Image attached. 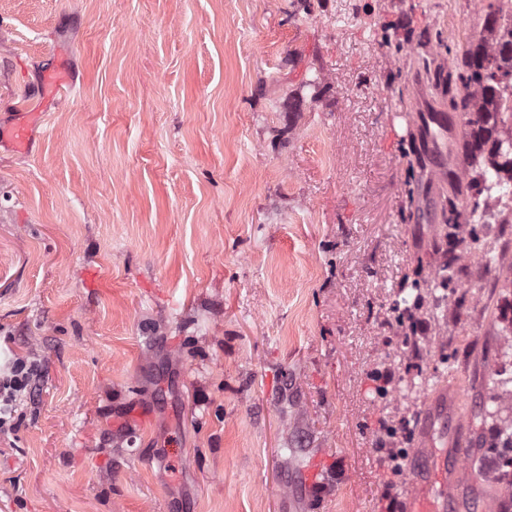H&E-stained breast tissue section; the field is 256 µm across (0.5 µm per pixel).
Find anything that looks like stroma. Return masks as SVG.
<instances>
[{
	"label": "stroma",
	"mask_w": 512,
	"mask_h": 512,
	"mask_svg": "<svg viewBox=\"0 0 512 512\" xmlns=\"http://www.w3.org/2000/svg\"><path fill=\"white\" fill-rule=\"evenodd\" d=\"M477 3L0 0V371L43 365L0 512H386L412 465L381 424L419 431L452 381L474 447L512 428V223L417 349L393 311L448 262L434 163L464 127L411 113ZM464 470L461 512H512Z\"/></svg>",
	"instance_id": "35a3bbf8"
}]
</instances>
